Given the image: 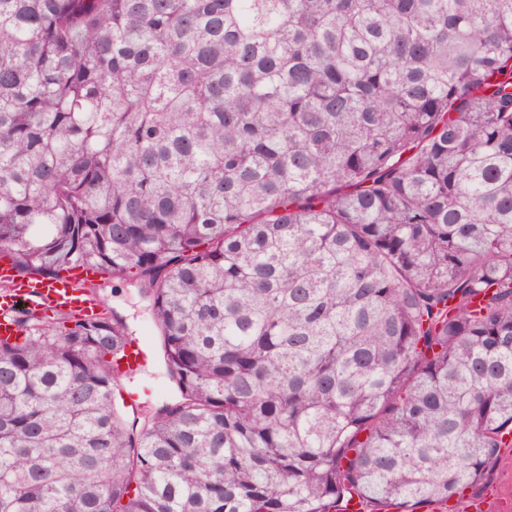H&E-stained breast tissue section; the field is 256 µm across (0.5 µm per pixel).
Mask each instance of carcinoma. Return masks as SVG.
Returning a JSON list of instances; mask_svg holds the SVG:
<instances>
[{"mask_svg":"<svg viewBox=\"0 0 512 512\" xmlns=\"http://www.w3.org/2000/svg\"><path fill=\"white\" fill-rule=\"evenodd\" d=\"M148 302L0 341V512H413L512 447V0H0V256ZM101 275L97 269L80 267L52 279L22 278L16 274L11 259L2 256L0 340L15 341L20 336L14 319L16 311L22 308L47 313L72 312L85 318L98 317L103 310L100 301L78 285L81 281L99 278L93 283L100 300L110 311L114 308L125 317L135 339L148 343L150 360L144 368L136 371L147 358L146 351L137 343L125 348L118 366L121 371H133V374L123 377L121 381V394L126 404H130L128 391L138 393L140 405L134 411L149 413L161 403L171 401L175 395L165 372L159 333L138 289L127 281L113 279L108 274L100 278ZM19 302H22V306L17 308Z\"/></svg>","mask_w":512,"mask_h":512,"instance_id":"obj_1","label":"carcinoma"}]
</instances>
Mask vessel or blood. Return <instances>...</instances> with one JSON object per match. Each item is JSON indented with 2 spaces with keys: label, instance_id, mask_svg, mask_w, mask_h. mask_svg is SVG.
<instances>
[{
  "label": "vessel or blood",
  "instance_id": "obj_1",
  "mask_svg": "<svg viewBox=\"0 0 512 512\" xmlns=\"http://www.w3.org/2000/svg\"><path fill=\"white\" fill-rule=\"evenodd\" d=\"M99 270L80 267L52 279L19 277L10 258H0V340H16L18 308L36 312H72L92 318L102 312L100 301L81 284L100 278Z\"/></svg>",
  "mask_w": 512,
  "mask_h": 512
}]
</instances>
